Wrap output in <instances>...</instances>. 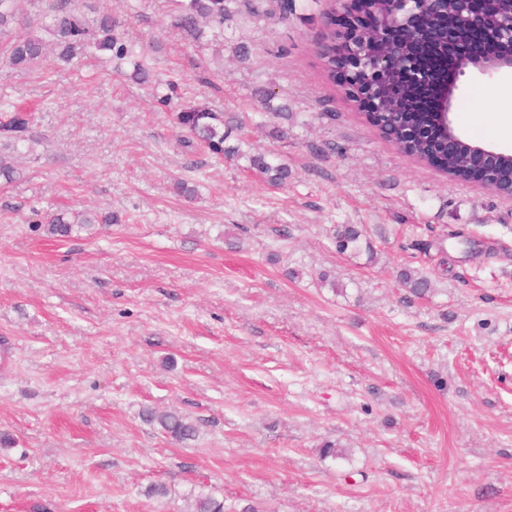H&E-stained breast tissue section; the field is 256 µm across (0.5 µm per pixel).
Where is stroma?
<instances>
[{
  "mask_svg": "<svg viewBox=\"0 0 512 512\" xmlns=\"http://www.w3.org/2000/svg\"><path fill=\"white\" fill-rule=\"evenodd\" d=\"M295 3L230 0L195 42L173 0H77L112 15L147 81L101 52L0 67V109L41 137L0 181V512H187L200 491L225 512H512V203L387 142L317 52L332 0ZM461 86L460 134L512 152L502 79ZM190 103L223 114L240 157L180 148ZM60 207L120 221L56 237ZM340 224L368 249L338 252ZM405 268L427 297L403 302ZM250 164L263 173L268 181L274 185H283L288 181V168L273 164L265 156H253L250 159ZM399 283L413 296H424L431 288V281L427 276L409 269L401 270ZM143 416L146 421L155 424L162 433L179 442L194 440L199 431L194 420L177 411L157 412L145 408Z\"/></svg>",
  "mask_w": 512,
  "mask_h": 512,
  "instance_id": "stroma-1",
  "label": "stroma"
}]
</instances>
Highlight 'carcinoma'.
<instances>
[{"instance_id": "carcinoma-1", "label": "carcinoma", "mask_w": 512, "mask_h": 512, "mask_svg": "<svg viewBox=\"0 0 512 512\" xmlns=\"http://www.w3.org/2000/svg\"><path fill=\"white\" fill-rule=\"evenodd\" d=\"M20 0H0V59L12 70L29 71L42 62L47 48L54 46L56 59L66 64H77L86 57L89 49L108 52L117 60H125L134 54L133 48L118 42L112 35L115 23L110 14H100L89 25L76 13L73 0H26L37 7L39 21L26 20L24 30L10 32V24L16 19L17 3ZM177 9L171 15V26L194 41L202 35L201 23L224 25L226 0H176ZM363 14L370 18L374 13L389 11L388 0H359ZM490 22L465 32V38L480 48L492 35ZM397 108L406 115L409 124L428 128L422 140H411L410 134L397 124V113L381 112L377 115V126L388 133V141L400 152L456 179L464 177L470 158L468 150L448 157L443 153L433 157V151L442 139L439 129L431 127L433 106L428 99L415 92L397 103ZM174 122L184 133L180 145L184 148L204 147L218 157H232L235 149L224 147L228 134L224 132V115L211 112L198 105H184L174 113ZM37 139L33 118L26 112L11 110L0 113V177L5 183L14 181L16 170L8 161L4 151L18 144ZM251 166L263 173L274 185L288 181V168L276 165L262 155L250 159ZM118 219L108 215H90L72 220L63 211L46 215L49 234L66 237L73 232L74 224L88 227L92 224H115ZM362 230L352 224H341L336 228V248L345 253L360 248ZM399 283L413 296H424L431 288L430 279L415 271L404 269L399 273ZM146 421L156 425L168 437L186 442L196 438L197 423L177 411L157 412L151 408L143 411ZM191 512H224V504L208 494L200 493L194 498Z\"/></svg>"}]
</instances>
